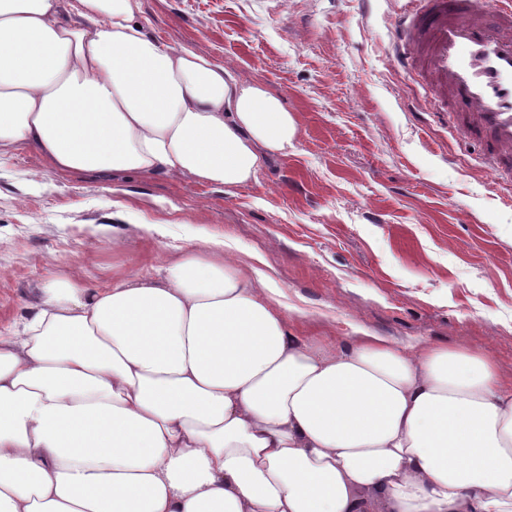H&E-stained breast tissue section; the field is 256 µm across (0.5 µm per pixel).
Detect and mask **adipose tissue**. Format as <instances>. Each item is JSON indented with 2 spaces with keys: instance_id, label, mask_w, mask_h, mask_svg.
Here are the masks:
<instances>
[{
  "instance_id": "1",
  "label": "adipose tissue",
  "mask_w": 512,
  "mask_h": 512,
  "mask_svg": "<svg viewBox=\"0 0 512 512\" xmlns=\"http://www.w3.org/2000/svg\"><path fill=\"white\" fill-rule=\"evenodd\" d=\"M138 0H0V149L232 191L295 115ZM0 332V512H512V382L469 348L300 336L215 244Z\"/></svg>"
}]
</instances>
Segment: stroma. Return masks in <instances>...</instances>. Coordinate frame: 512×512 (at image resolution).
Masks as SVG:
<instances>
[{
  "mask_svg": "<svg viewBox=\"0 0 512 512\" xmlns=\"http://www.w3.org/2000/svg\"><path fill=\"white\" fill-rule=\"evenodd\" d=\"M407 0H142L150 33L279 94L288 156L232 192L192 177L59 175L0 152V330L44 277L104 284L223 242L295 329L487 351L512 379V185L430 111L388 46Z\"/></svg>",
  "mask_w": 512,
  "mask_h": 512,
  "instance_id": "1",
  "label": "stroma"
}]
</instances>
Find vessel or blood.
Here are the masks:
<instances>
[{
    "label": "vessel or blood",
    "mask_w": 512,
    "mask_h": 512,
    "mask_svg": "<svg viewBox=\"0 0 512 512\" xmlns=\"http://www.w3.org/2000/svg\"><path fill=\"white\" fill-rule=\"evenodd\" d=\"M399 18L390 53L420 67L430 102L450 101L448 121L485 145L487 169L512 178V0H415Z\"/></svg>",
    "instance_id": "b4317fda"
}]
</instances>
